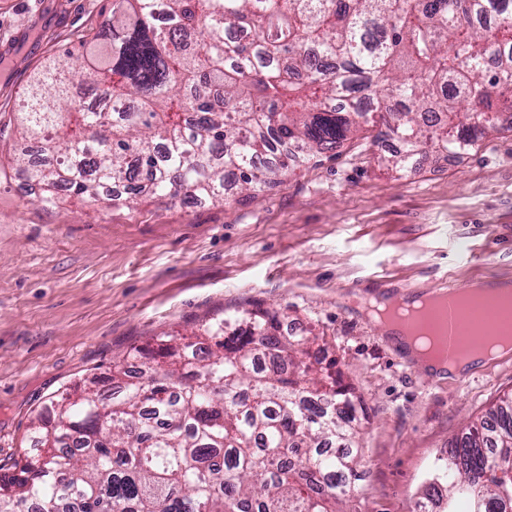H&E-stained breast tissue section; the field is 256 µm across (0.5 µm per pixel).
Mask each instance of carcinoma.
<instances>
[{
    "mask_svg": "<svg viewBox=\"0 0 512 512\" xmlns=\"http://www.w3.org/2000/svg\"><path fill=\"white\" fill-rule=\"evenodd\" d=\"M92 41L104 56L49 60L18 112L48 205L62 186L114 204L222 201L228 183L254 198L328 151L391 137L402 150L381 161L405 173L422 149L512 131V0H112ZM286 318H214L193 342L160 338L158 368L136 372L131 348L109 399L95 379L49 398L0 473V512H349L360 401ZM431 480L440 512H512V395Z\"/></svg>",
    "mask_w": 512,
    "mask_h": 512,
    "instance_id": "1",
    "label": "carcinoma"
}]
</instances>
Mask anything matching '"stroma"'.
Returning <instances> with one entry per match:
<instances>
[{"label": "stroma", "instance_id": "stroma-1", "mask_svg": "<svg viewBox=\"0 0 512 512\" xmlns=\"http://www.w3.org/2000/svg\"><path fill=\"white\" fill-rule=\"evenodd\" d=\"M112 0H0V468L24 452L35 410L130 347L192 338L202 321L260 304L321 336L361 399L363 471L352 512H415L464 426L512 393V358L438 379L364 312L476 280H512V133L405 174L344 153L254 198L184 194L115 205L21 193L35 150L15 116L31 73L79 51Z\"/></svg>", "mask_w": 512, "mask_h": 512}]
</instances>
